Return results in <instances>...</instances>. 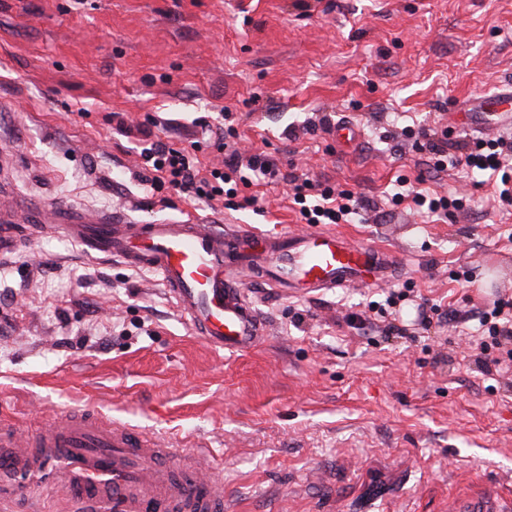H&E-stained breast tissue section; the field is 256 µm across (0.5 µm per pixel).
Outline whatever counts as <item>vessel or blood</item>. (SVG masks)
<instances>
[{"label": "vessel or blood", "instance_id": "b4317fda", "mask_svg": "<svg viewBox=\"0 0 512 512\" xmlns=\"http://www.w3.org/2000/svg\"><path fill=\"white\" fill-rule=\"evenodd\" d=\"M477 130L489 118L512 121V87L463 105ZM45 224L90 256L117 257L156 275L194 333L210 347L247 352L266 337L265 325L245 300L244 279L279 292L318 295L352 286L391 282L399 259L379 245L360 244L334 231L268 235L267 255H253L256 234L189 215L142 223L127 210L98 214L70 206L30 213L25 224L0 225V252L15 253L31 240V225ZM171 446L154 433L118 425L91 411L48 417L32 436L0 422V491L20 476L60 485L76 512H224V490L209 477L201 452L179 471L163 466Z\"/></svg>", "mask_w": 512, "mask_h": 512}]
</instances>
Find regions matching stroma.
Wrapping results in <instances>:
<instances>
[{"label": "stroma", "mask_w": 512, "mask_h": 512, "mask_svg": "<svg viewBox=\"0 0 512 512\" xmlns=\"http://www.w3.org/2000/svg\"><path fill=\"white\" fill-rule=\"evenodd\" d=\"M509 86L512 0H0L9 200L309 231L285 181L240 187L235 207L149 192L136 135L112 128L116 112L159 117L153 137L170 143L228 111L238 148L372 201L339 230L405 267L316 298L245 286L267 339L229 354L193 335L155 275L42 235L0 255V420L32 435L91 409L205 440L224 512H454L507 495L512 373H483L467 335L512 296V207L464 166L429 169L424 136L463 139L462 101ZM325 115L357 125V143L316 127ZM403 180L464 206L394 204ZM467 269L471 284L453 280ZM392 292L385 313L351 321ZM427 299L455 321L418 324Z\"/></svg>", "instance_id": "35a3bbf8"}]
</instances>
